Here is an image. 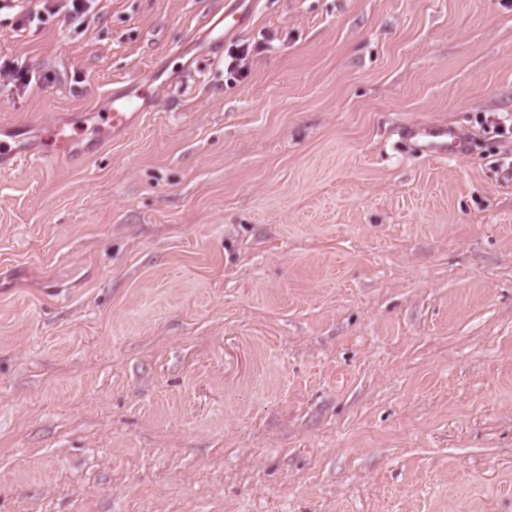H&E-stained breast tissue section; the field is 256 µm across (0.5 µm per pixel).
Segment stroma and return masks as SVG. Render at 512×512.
Returning <instances> with one entry per match:
<instances>
[{
  "label": "stroma",
  "mask_w": 512,
  "mask_h": 512,
  "mask_svg": "<svg viewBox=\"0 0 512 512\" xmlns=\"http://www.w3.org/2000/svg\"><path fill=\"white\" fill-rule=\"evenodd\" d=\"M1 58L34 142L169 84L0 173V512H512V0L5 9ZM41 8L34 13V17L43 20L65 11L72 20L84 22L94 10L96 0H41ZM250 16L235 10L225 11L217 19L212 20L209 33L214 36V43L223 44L230 35L242 32L249 24ZM138 81H131L125 85L124 90L112 88L110 107L105 112H99L96 118L95 130L97 133L112 130V137L116 134L126 133L135 124L140 116L138 111L143 105L144 96L138 86ZM410 139L421 151L435 158H447L449 155L460 156L467 148L466 141L453 127H423L409 132ZM44 139L50 147L49 151L56 153L59 157L68 158L70 161L77 160L73 149L77 140L74 135L67 136L52 128L46 132Z\"/></svg>",
  "instance_id": "1"
}]
</instances>
